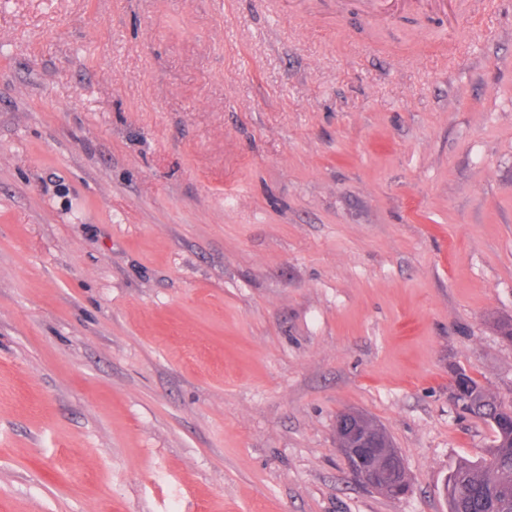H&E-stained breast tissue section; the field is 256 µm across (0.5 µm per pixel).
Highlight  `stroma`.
<instances>
[{"label":"stroma","instance_id":"obj_1","mask_svg":"<svg viewBox=\"0 0 512 512\" xmlns=\"http://www.w3.org/2000/svg\"><path fill=\"white\" fill-rule=\"evenodd\" d=\"M510 317L512 0H0V512H448ZM336 436L341 453L362 483L384 495L391 492L397 498L405 495L406 484L394 490L384 486L398 485L402 481L398 470L385 468L380 471L379 481L384 485L379 484L375 478L374 467L385 464L400 468L404 483L408 482L402 458L391 449L386 435L373 421L356 412H343L336 420Z\"/></svg>","mask_w":512,"mask_h":512}]
</instances>
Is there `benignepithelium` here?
<instances>
[{
	"label": "benign epithelium",
	"instance_id": "benign-epithelium-1",
	"mask_svg": "<svg viewBox=\"0 0 512 512\" xmlns=\"http://www.w3.org/2000/svg\"><path fill=\"white\" fill-rule=\"evenodd\" d=\"M336 436L341 453L362 483L384 495L391 492L397 498L405 495L407 486L392 491L375 478L374 468L383 464L406 472L402 458L391 449L386 435L375 423L355 412H343L336 420Z\"/></svg>",
	"mask_w": 512,
	"mask_h": 512
}]
</instances>
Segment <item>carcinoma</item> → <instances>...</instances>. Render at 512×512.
<instances>
[{
	"instance_id": "1",
	"label": "carcinoma",
	"mask_w": 512,
	"mask_h": 512,
	"mask_svg": "<svg viewBox=\"0 0 512 512\" xmlns=\"http://www.w3.org/2000/svg\"><path fill=\"white\" fill-rule=\"evenodd\" d=\"M461 412L494 432L492 457L463 461L448 476V507L455 512H512V406L505 405L465 371Z\"/></svg>"
}]
</instances>
